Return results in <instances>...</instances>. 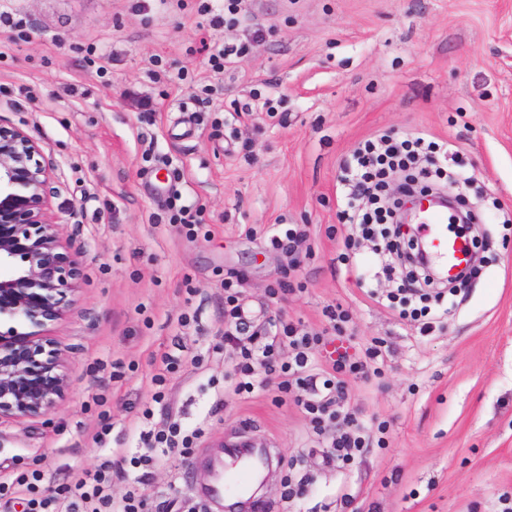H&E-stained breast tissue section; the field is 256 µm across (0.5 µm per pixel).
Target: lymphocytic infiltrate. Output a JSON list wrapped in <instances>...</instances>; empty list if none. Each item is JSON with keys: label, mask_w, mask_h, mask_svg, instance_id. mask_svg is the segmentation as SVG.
I'll return each mask as SVG.
<instances>
[{"label": "lymphocytic infiltrate", "mask_w": 512, "mask_h": 512, "mask_svg": "<svg viewBox=\"0 0 512 512\" xmlns=\"http://www.w3.org/2000/svg\"><path fill=\"white\" fill-rule=\"evenodd\" d=\"M452 152L453 144L447 140L436 143L408 136L399 141L382 134L354 148L339 168L337 182L343 194L339 217L375 244L364 278L385 275L397 279L398 290L407 301L413 297L414 277H425L426 271L416 263L418 235H405L399 225L402 201L389 196L388 176L397 168H416L422 155ZM239 285L238 276L224 279V342L234 355L228 392L242 398L270 392L277 402H292L313 432L327 439L337 463L353 464L368 447L369 434L363 419L345 403L346 380L374 375L381 349L367 348L363 357L338 359L319 370L323 333L285 319L273 321L265 334L251 333ZM177 364L173 354L160 353L151 378L156 390L137 415L141 446L136 452L113 449L111 458L63 480L50 496L35 492L39 473H21L13 483L0 482V497L17 486L29 494L25 512H147L144 491L154 468L171 453L187 456L192 450V436L182 434L178 427L159 428L154 423L156 407L167 403V376ZM125 460L133 466L125 474L128 490L115 497L109 491L110 471Z\"/></svg>", "instance_id": "1"}]
</instances>
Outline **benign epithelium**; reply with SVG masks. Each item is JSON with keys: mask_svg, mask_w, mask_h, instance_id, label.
<instances>
[{"mask_svg": "<svg viewBox=\"0 0 512 512\" xmlns=\"http://www.w3.org/2000/svg\"><path fill=\"white\" fill-rule=\"evenodd\" d=\"M40 155L26 131L0 125V321L11 323L0 330V424L42 418L70 389L66 355L47 326L67 319L82 267L51 214L53 168Z\"/></svg>", "mask_w": 512, "mask_h": 512, "instance_id": "7a95c632", "label": "benign epithelium"}]
</instances>
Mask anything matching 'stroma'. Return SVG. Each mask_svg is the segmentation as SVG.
<instances>
[{
  "label": "stroma",
  "mask_w": 512,
  "mask_h": 512,
  "mask_svg": "<svg viewBox=\"0 0 512 512\" xmlns=\"http://www.w3.org/2000/svg\"><path fill=\"white\" fill-rule=\"evenodd\" d=\"M0 0V124L54 165L53 213L83 256L69 318L54 328L70 391L37 420L0 426V478L40 470L53 489L136 445L152 356L180 366L154 421L201 429L148 489L152 512H221L198 497L219 443L270 448L266 512H503L512 505V0ZM243 42L218 66L204 43ZM384 132L452 140L458 190L477 206L482 272L430 331L401 319L386 278L358 284L339 260V167ZM200 206L188 230L172 216ZM273 224H302L295 271L269 248ZM242 277L256 325L285 317L325 332L320 363L383 340L380 375L349 379L367 424L386 422L347 470L293 405L225 393L224 278ZM302 291L271 299L283 280ZM347 310L342 330L322 310ZM190 316L182 326V316ZM307 493L288 500L287 479Z\"/></svg>",
  "instance_id": "35a3bbf8"
}]
</instances>
